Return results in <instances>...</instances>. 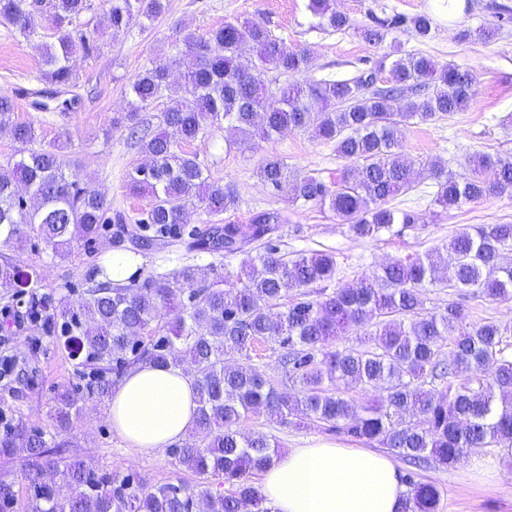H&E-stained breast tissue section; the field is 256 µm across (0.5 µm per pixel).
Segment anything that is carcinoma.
<instances>
[{
	"instance_id": "carcinoma-1",
	"label": "carcinoma",
	"mask_w": 512,
	"mask_h": 512,
	"mask_svg": "<svg viewBox=\"0 0 512 512\" xmlns=\"http://www.w3.org/2000/svg\"><path fill=\"white\" fill-rule=\"evenodd\" d=\"M308 7L323 28L351 26L329 0H309ZM166 8L167 0H112L108 25L119 32L137 18H158ZM91 9V0H0V27L23 36L42 24L49 28L40 44L45 89L32 102L34 109L51 110L59 95L77 84L72 58L90 54L92 44L75 37L69 26ZM406 22L418 37H430L433 19L427 14L375 18L361 34L379 44L386 31ZM247 47L262 64L284 73H301L311 62L307 51L286 48L259 21L226 22L186 42L195 64L180 82L170 79L174 59L154 64L129 84L126 111L112 118V127L127 129L149 158V165L129 173V190L149 197L135 234L129 233L126 216L112 212L106 196L77 176L60 145H44L34 122L11 120L16 100L1 95L0 132L21 146V158L0 164V242L20 241L27 227L53 256L65 258L74 242L96 239L108 224L114 238L128 234L144 250L181 237L189 205L197 202L213 216L235 205L233 192L210 181L197 155L177 146L226 122L250 139L312 127L316 137L334 144L339 157L356 164L354 171L331 184L314 175L297 178L292 195L328 209L355 236L376 239L397 224L415 229L425 223L424 212L388 206L413 183L411 164L400 150L401 127L466 108L476 85L469 69L395 48L351 80L287 83L273 97L256 66L244 61ZM385 70L388 85L374 88L373 76ZM164 96L171 105L163 113L164 127L153 131L141 113ZM431 167L434 204L443 211L490 195L512 198V159L475 156L469 175L460 178L440 162ZM257 175L279 191L287 167L269 155ZM280 223L279 212L264 211L246 224H216L205 235H193L191 251L243 256L234 283L213 264L206 272L187 264L127 284L112 282L98 265L74 302L67 294L31 293L28 308L41 318L40 326L93 372L86 391L57 393L51 430L0 407V457L18 456L28 467L25 512H272L249 477L279 456L278 445L264 434L241 431L260 408L281 423L307 419L328 432L375 442L418 468L448 467L472 450L512 442L508 328L468 321L457 302L426 312L423 299L426 289L444 286L511 301L512 265L502 263V253L512 247V224L455 232L445 261L449 279L437 277V265L417 255L383 264L313 299L306 288L336 280V257L315 251L288 258L276 244ZM36 280L33 270L0 265L3 283L26 288ZM290 292L293 298L279 309ZM163 310L171 315L165 323ZM354 326L370 328L362 346L331 347ZM257 343L279 349L293 388L277 387L250 364H227L235 354L250 358ZM186 361L194 373L195 427L170 455L205 479L224 477L233 487L230 493L215 498L206 488L183 483L146 490L130 474L119 477L51 454L65 447L59 437L86 404L107 400L129 371L147 362L179 367ZM463 370L470 378L455 383ZM327 381L338 391L325 388ZM341 386L373 390L377 400L357 405ZM417 476L412 471L404 476L403 512H438L439 488Z\"/></svg>"
}]
</instances>
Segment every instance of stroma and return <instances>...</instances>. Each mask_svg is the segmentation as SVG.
<instances>
[{"instance_id":"35a3bbf8","label":"stroma","mask_w":512,"mask_h":512,"mask_svg":"<svg viewBox=\"0 0 512 512\" xmlns=\"http://www.w3.org/2000/svg\"><path fill=\"white\" fill-rule=\"evenodd\" d=\"M492 0H469L468 11L449 13L443 0H331L332 9L348 16L352 28L337 31L318 26L308 9V0H168L167 11L148 24L133 23L114 33L107 28L110 0H92L89 25L75 26L76 34L103 33L95 39L90 56H76L72 65L79 75L76 89L81 98L72 112H37L28 101H19L14 117L40 126L46 141L58 140L64 152L76 160L81 179L106 194L113 209L135 221L147 200L130 193L127 176L146 157L127 139L125 130L112 126V118L126 107L125 92L135 76L155 62L183 50L187 35L206 36L224 22L260 21L292 50L305 49L312 56L305 72L284 74L261 68L264 83L276 88L286 82L344 80L376 66L392 48L431 58L437 63H455L471 70L476 94L459 112L427 122L410 121L402 128L404 156L414 165V186L391 201L398 209L431 210L436 191L431 164L445 162L458 176L468 173V159L477 154L512 159V22L501 24L494 41L465 40L461 31L498 23L490 8ZM430 14L435 30L419 38L411 26L391 31L384 42L373 46L358 33L372 17L399 14L412 17ZM43 29L25 37L0 27V95L15 96L17 88L40 87L42 75L39 46ZM211 180L230 187L236 202L220 216L203 207L190 206L186 229L205 231L212 224H244L260 211H280L277 242L289 256L314 251L334 253L339 273L337 284L371 273L380 265L410 255H444L450 236L466 225L512 224V199L490 197L441 214L432 223L402 232L385 233L377 239H359L329 210L289 201L288 191L275 192L257 176L264 157L283 159L289 177L315 175L334 182L351 169V162L337 156L333 144L314 137L312 131H292L265 141L242 142L238 133L225 126L205 128L189 144ZM131 241L114 242L104 234L93 246L74 243L68 257L53 256L35 234L16 246L0 244V264L12 262L37 273V293L74 290L82 293L90 269L104 263L114 252L129 250ZM141 275L169 272L185 264L205 269L223 265L237 274V256L210 255L188 251L186 241H173L144 251L138 257ZM425 308L436 311L449 301L462 303L472 319H490L512 328V302L492 301L466 291L428 289ZM27 295L0 286V359L19 357L20 377L0 380V404L22 415L30 425L50 428L54 397L58 390L84 388L87 377L62 345L54 342L26 316ZM247 433H261L278 443L281 450L304 448L326 442L339 448H355L359 442L325 431L316 423L288 426L257 412L243 424ZM66 456L87 466L123 475L140 476L146 487L166 483L197 485L198 477L175 465L167 450L141 452L131 448L112 429L107 403L88 405L73 427L63 435ZM481 456L497 465L493 478L475 477L471 457L448 468L421 470L422 479L436 484L441 492L439 512H512V453L503 447L484 448ZM215 493H227L223 478L203 481Z\"/></svg>"}]
</instances>
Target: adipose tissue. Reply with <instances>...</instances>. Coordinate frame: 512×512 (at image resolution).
Listing matches in <instances>:
<instances>
[{
  "label": "adipose tissue",
  "instance_id": "adipose-tissue-1",
  "mask_svg": "<svg viewBox=\"0 0 512 512\" xmlns=\"http://www.w3.org/2000/svg\"><path fill=\"white\" fill-rule=\"evenodd\" d=\"M108 405L113 431L141 450L184 438L197 407L189 375L150 364L132 370ZM260 492L273 512H403L406 487L385 453L320 443L276 458Z\"/></svg>",
  "mask_w": 512,
  "mask_h": 512
}]
</instances>
